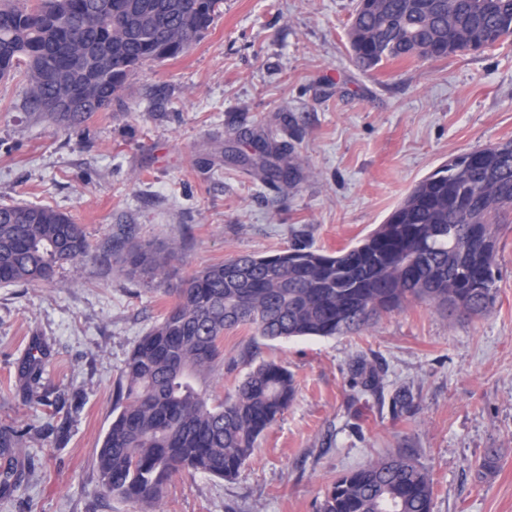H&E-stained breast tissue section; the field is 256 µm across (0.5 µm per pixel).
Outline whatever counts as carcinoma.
Wrapping results in <instances>:
<instances>
[{"mask_svg": "<svg viewBox=\"0 0 512 512\" xmlns=\"http://www.w3.org/2000/svg\"><path fill=\"white\" fill-rule=\"evenodd\" d=\"M224 0H0V78L20 73L24 107L38 119L80 129L120 103L128 76L184 54L222 13ZM357 63L427 60L492 49L512 40V0H358L349 31ZM87 54L77 69L78 49ZM60 95L77 112H46ZM270 182L294 170L262 162ZM512 223V141L458 155L421 180L360 244L326 254L305 246L242 254L207 266L170 289L175 301L142 336L120 371L112 422L96 454L98 490L153 503L172 477L230 480L291 404L293 374L275 361L252 367L234 394L212 405L197 379L223 355L224 331L249 326L268 340L339 336L406 302L477 318L497 300L501 228ZM91 246L81 225L51 207H0V283L39 284ZM126 273L162 286L169 257L150 244L114 241ZM44 353L29 349L25 375L40 377ZM391 398L396 416L412 407ZM0 430V489L31 469ZM319 512H433L429 471L398 453L348 471L326 489Z\"/></svg>", "mask_w": 512, "mask_h": 512, "instance_id": "1", "label": "carcinoma"}]
</instances>
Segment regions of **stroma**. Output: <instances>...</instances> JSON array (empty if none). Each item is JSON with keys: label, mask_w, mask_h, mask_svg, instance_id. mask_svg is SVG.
<instances>
[{"label": "stroma", "mask_w": 512, "mask_h": 512, "mask_svg": "<svg viewBox=\"0 0 512 512\" xmlns=\"http://www.w3.org/2000/svg\"><path fill=\"white\" fill-rule=\"evenodd\" d=\"M356 5L224 0L197 43L130 76L122 104L83 132L35 119L26 83L0 80V205L63 212L95 250L120 239L171 254L164 291L113 257L0 283V430H24L18 456L34 467L0 491V512H317L336 475L401 451L429 470L433 512H512V227L481 318L412 302L348 336L225 332L224 362L199 384L210 403L251 360L280 363L296 387L236 477H174L155 508L95 492L121 368L180 280L239 254L357 244L440 165L512 141V41L366 71L349 48ZM254 141L294 144L277 162H293L295 185L264 180ZM33 344L46 353L36 383L22 373ZM361 360L381 367L384 396L411 390L408 413L362 389ZM489 448L499 458L482 476Z\"/></svg>", "instance_id": "35a3bbf8"}]
</instances>
